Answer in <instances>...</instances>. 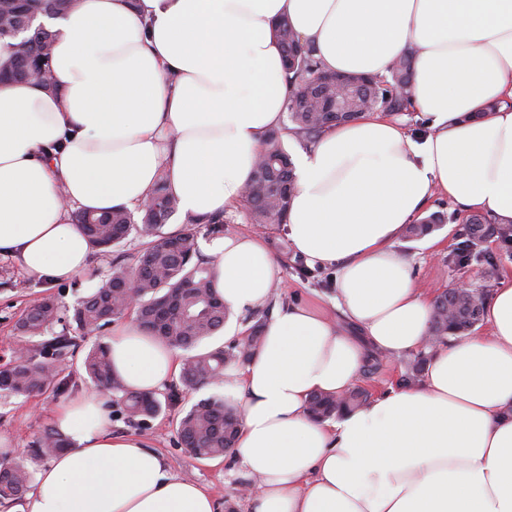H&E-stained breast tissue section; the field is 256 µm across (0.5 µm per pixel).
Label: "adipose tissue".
I'll list each match as a JSON object with an SVG mask.
<instances>
[{
  "label": "adipose tissue",
  "instance_id": "1",
  "mask_svg": "<svg viewBox=\"0 0 512 512\" xmlns=\"http://www.w3.org/2000/svg\"><path fill=\"white\" fill-rule=\"evenodd\" d=\"M284 16L332 72L384 76L415 49L411 108L430 132L367 113L294 159L288 239L334 269L336 296L278 307L226 392L242 409L232 459L257 481L249 512H512L511 276L486 332L437 346L421 383L334 421L307 406L352 387L370 352L428 339L431 298L397 244L433 196L512 224V0H81L46 20L58 92L0 84V259L53 284L85 272L73 211L135 209L161 165L183 217L238 211L290 91L273 34ZM205 249L233 312L271 301L282 270L263 236ZM108 350L130 392L180 372L179 351L131 321ZM53 426L75 447L20 512H217L144 439L114 433L98 395L60 404Z\"/></svg>",
  "mask_w": 512,
  "mask_h": 512
}]
</instances>
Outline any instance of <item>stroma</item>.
Listing matches in <instances>:
<instances>
[{
  "label": "stroma",
  "instance_id": "stroma-1",
  "mask_svg": "<svg viewBox=\"0 0 512 512\" xmlns=\"http://www.w3.org/2000/svg\"><path fill=\"white\" fill-rule=\"evenodd\" d=\"M460 228V223L455 222L435 230L434 235L439 243L433 248L423 247L418 240H402L400 249L409 259L420 288L434 293L462 280L467 281L471 287H481L484 276L481 265L473 261L459 263L455 255ZM264 237L283 266L286 287L277 295V304L313 297L328 302L335 297L336 290L331 284L332 269L307 268L303 257L283 245V233L279 229L267 230ZM302 266L307 269L303 275L298 272ZM111 268V256L95 253L84 273L70 281L52 284L26 279L13 264L0 260V366L10 361L16 322L33 300L46 295L55 296L62 304V320H69L77 301L98 288L103 276ZM110 336V330L106 329L87 336L85 342H82L79 352L70 357L64 367L63 375L69 381L64 392L30 399L0 398V434L11 438L12 452L16 459L25 461L31 470H39L44 461L32 456L30 445L44 427L51 425L56 406L80 393L95 391L108 404L114 431L144 437L149 446L162 455L173 473L206 486L218 500L220 512H247L248 503L241 493L245 480L238 469L226 465L220 458L192 459L185 452L177 432L178 422L184 413L199 400L223 396V385L180 388V398L174 403L168 402L166 392H158L157 397L163 402L161 413L139 423L131 422L120 397L98 389L82 368L84 353L90 345L108 342Z\"/></svg>",
  "mask_w": 512,
  "mask_h": 512
}]
</instances>
